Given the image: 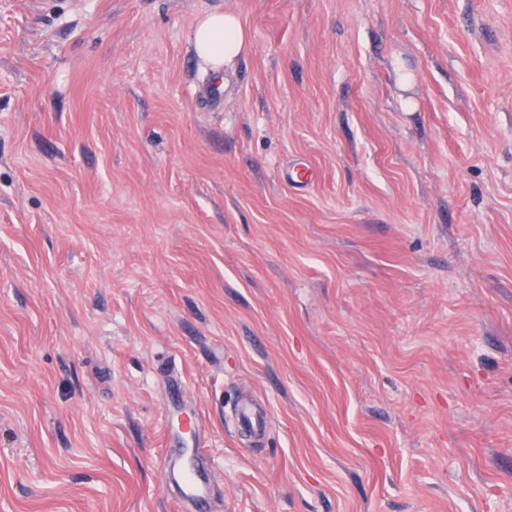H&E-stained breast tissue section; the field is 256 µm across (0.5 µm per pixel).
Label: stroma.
Listing matches in <instances>:
<instances>
[{
	"mask_svg": "<svg viewBox=\"0 0 512 512\" xmlns=\"http://www.w3.org/2000/svg\"><path fill=\"white\" fill-rule=\"evenodd\" d=\"M190 412L212 512H512V0H0V512ZM251 35L234 13H211L201 17L194 30L195 53L212 64L215 74L222 73L234 58L245 51Z\"/></svg>",
	"mask_w": 512,
	"mask_h": 512,
	"instance_id": "stroma-1",
	"label": "stroma"
}]
</instances>
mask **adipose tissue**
<instances>
[{
	"mask_svg": "<svg viewBox=\"0 0 512 512\" xmlns=\"http://www.w3.org/2000/svg\"><path fill=\"white\" fill-rule=\"evenodd\" d=\"M251 35L240 18L230 12L211 13L201 17L194 30L195 53L207 59L214 72H221L245 51Z\"/></svg>",
	"mask_w": 512,
	"mask_h": 512,
	"instance_id": "ef3b65f1",
	"label": "adipose tissue"
}]
</instances>
